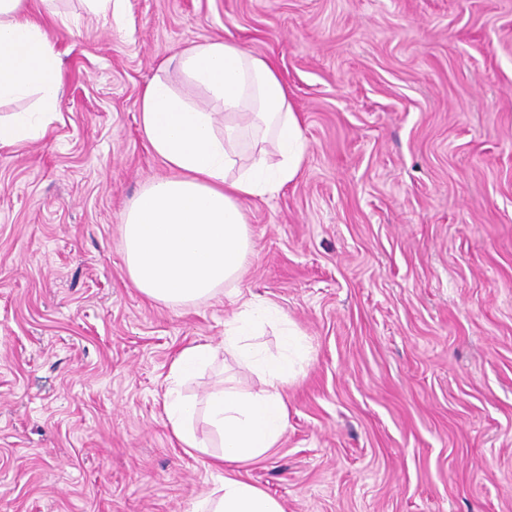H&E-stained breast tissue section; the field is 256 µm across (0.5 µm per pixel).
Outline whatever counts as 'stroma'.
<instances>
[{
	"instance_id": "stroma-1",
	"label": "stroma",
	"mask_w": 512,
	"mask_h": 512,
	"mask_svg": "<svg viewBox=\"0 0 512 512\" xmlns=\"http://www.w3.org/2000/svg\"><path fill=\"white\" fill-rule=\"evenodd\" d=\"M54 5L58 115L0 148V512H191L226 476L285 512H512V0H123L119 26ZM214 39L275 63L308 151L247 203L238 280L165 305L121 231L169 173L138 101L159 75L203 103L173 60ZM243 297L277 310L263 353L290 326L306 354L276 448L219 473L164 401ZM224 384L260 380L224 354L181 391Z\"/></svg>"
}]
</instances>
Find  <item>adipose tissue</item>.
<instances>
[{"mask_svg": "<svg viewBox=\"0 0 512 512\" xmlns=\"http://www.w3.org/2000/svg\"><path fill=\"white\" fill-rule=\"evenodd\" d=\"M28 0H0V101L35 97L36 107L0 117V147L26 143L53 121L63 91L59 54L46 30L27 16ZM186 78L208 95L209 107L191 105L161 78L143 88L139 126L172 175L146 186L131 202L122 226L126 267L136 288L165 304H189L237 280L253 248L244 205L293 181L307 142L287 84L274 63L224 39L187 48L179 59ZM252 132L256 146L240 167L239 142ZM273 140L280 158L263 147ZM265 308L246 300L226 322L222 345L195 343L174 356L165 411L172 436L188 451L206 452L191 422L197 409L221 439L214 468L265 455L288 427L281 387L294 360L262 356L249 338ZM228 351L256 372L261 388L207 393L203 403L182 396V382L203 363ZM193 512H284L258 486L227 477Z\"/></svg>", "mask_w": 512, "mask_h": 512, "instance_id": "obj_1", "label": "adipose tissue"}]
</instances>
